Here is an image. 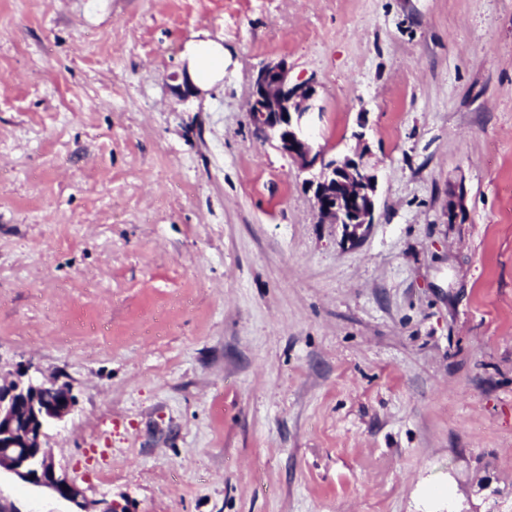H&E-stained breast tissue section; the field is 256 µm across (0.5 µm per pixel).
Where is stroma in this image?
I'll return each instance as SVG.
<instances>
[{
  "mask_svg": "<svg viewBox=\"0 0 512 512\" xmlns=\"http://www.w3.org/2000/svg\"><path fill=\"white\" fill-rule=\"evenodd\" d=\"M224 47V76L185 50ZM378 177L320 223L247 111ZM94 512H512V0H0V385ZM0 505L72 503L0 471ZM191 72L197 83L212 84L224 74V47L213 40L200 39L187 47ZM314 81H293L279 65L261 68L254 81L248 106L254 123L263 136L275 139L278 147L288 153L303 171L312 173L306 183L314 191L320 213L335 224L359 231L374 224L377 177L363 162L346 157L327 158L322 151H313L303 125L313 113L317 100Z\"/></svg>",
  "mask_w": 512,
  "mask_h": 512,
  "instance_id": "35a3bbf8",
  "label": "stroma"
}]
</instances>
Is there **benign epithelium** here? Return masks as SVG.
Listing matches in <instances>:
<instances>
[{
	"label": "benign epithelium",
	"instance_id": "benign-epithelium-1",
	"mask_svg": "<svg viewBox=\"0 0 512 512\" xmlns=\"http://www.w3.org/2000/svg\"><path fill=\"white\" fill-rule=\"evenodd\" d=\"M316 100L315 82L293 81L283 67L268 65L257 73L248 112L263 135L312 173L306 183L320 213L350 228L356 238L374 223L377 177L361 155L339 160L313 151L303 125ZM73 404L70 390L51 381L1 386L0 468L24 483L52 490L78 512H91L81 488L57 472L41 445L45 427L67 416Z\"/></svg>",
	"mask_w": 512,
	"mask_h": 512
}]
</instances>
